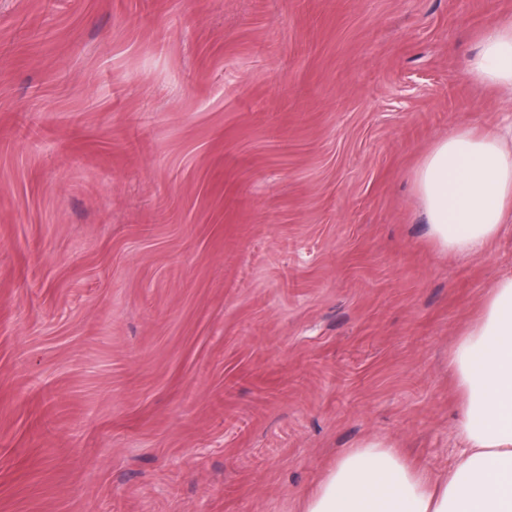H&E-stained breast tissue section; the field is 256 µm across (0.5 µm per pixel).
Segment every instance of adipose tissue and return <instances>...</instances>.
I'll use <instances>...</instances> for the list:
<instances>
[{
  "mask_svg": "<svg viewBox=\"0 0 512 512\" xmlns=\"http://www.w3.org/2000/svg\"><path fill=\"white\" fill-rule=\"evenodd\" d=\"M467 74L512 90V24L483 33ZM412 183L435 245L481 254L512 224V119L456 128L421 159ZM448 366L461 398L452 468L432 475L368 439L337 458L303 512H512V273L490 287Z\"/></svg>",
  "mask_w": 512,
  "mask_h": 512,
  "instance_id": "obj_1",
  "label": "adipose tissue"
}]
</instances>
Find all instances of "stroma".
Returning <instances> with one entry per match:
<instances>
[{"instance_id":"obj_1","label":"stroma","mask_w":512,"mask_h":512,"mask_svg":"<svg viewBox=\"0 0 512 512\" xmlns=\"http://www.w3.org/2000/svg\"><path fill=\"white\" fill-rule=\"evenodd\" d=\"M512 0H0V512H300L345 449L448 470L512 228L439 252ZM467 74L473 82L512 90V24L493 25L482 35L477 53L469 60Z\"/></svg>"}]
</instances>
